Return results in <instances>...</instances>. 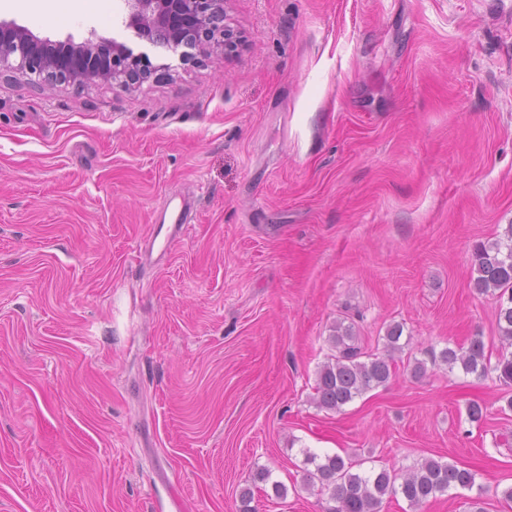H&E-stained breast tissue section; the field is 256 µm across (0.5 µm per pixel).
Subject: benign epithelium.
<instances>
[{"label":"benign epithelium","instance_id":"1","mask_svg":"<svg viewBox=\"0 0 512 512\" xmlns=\"http://www.w3.org/2000/svg\"><path fill=\"white\" fill-rule=\"evenodd\" d=\"M127 26L154 46L180 52L183 64L215 50L235 53L241 39L226 25L228 0H122ZM162 67L125 44L94 33L76 43L40 38L13 22L0 21V77L21 74L29 83L83 88L105 84L136 88Z\"/></svg>","mask_w":512,"mask_h":512}]
</instances>
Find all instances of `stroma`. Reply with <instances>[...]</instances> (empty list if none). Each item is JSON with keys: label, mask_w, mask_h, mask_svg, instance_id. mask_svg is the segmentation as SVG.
Here are the masks:
<instances>
[{"label": "stroma", "mask_w": 512, "mask_h": 512, "mask_svg": "<svg viewBox=\"0 0 512 512\" xmlns=\"http://www.w3.org/2000/svg\"><path fill=\"white\" fill-rule=\"evenodd\" d=\"M226 12L237 54L185 65L122 0L0 7L167 67L130 91L0 80V512H240L246 489L256 512H325L306 448L366 471L455 463L484 512H512V389L439 359L474 336L512 351L470 284L475 245L512 224V0ZM183 205L169 253L148 252ZM339 323L378 356L402 324L405 347L336 412L312 395Z\"/></svg>", "instance_id": "1"}]
</instances>
